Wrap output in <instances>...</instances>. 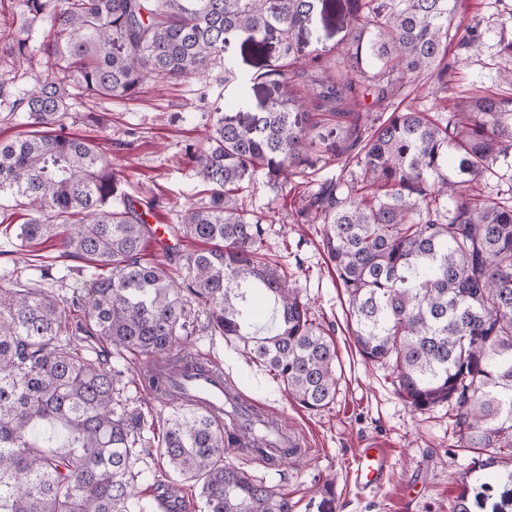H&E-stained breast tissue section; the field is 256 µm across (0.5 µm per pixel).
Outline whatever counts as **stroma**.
Returning <instances> with one entry per match:
<instances>
[{"instance_id": "35a3bbf8", "label": "stroma", "mask_w": 512, "mask_h": 512, "mask_svg": "<svg viewBox=\"0 0 512 512\" xmlns=\"http://www.w3.org/2000/svg\"><path fill=\"white\" fill-rule=\"evenodd\" d=\"M506 3L512 5V0H461L458 17L462 25L476 23L484 32L480 54L450 48L447 62L454 77L448 89H441L433 75L425 74L388 99L389 108L433 113L452 108L462 91L512 93V86L501 78L503 70L512 66V59L499 55L497 45L500 36L512 37L511 28L503 31L497 24ZM346 38L347 30L341 24L328 26L315 20L302 53L309 57L319 54L339 64ZM224 57L238 72L251 76L288 65L277 45L253 53L244 49L237 37L225 45ZM234 102L240 103L242 111H258L265 103V91L258 86L249 88L246 100H239L237 84L225 81L223 66L216 65L183 81L150 80L134 100H78L74 112L81 116L96 112L103 122L90 126L80 119L70 129L111 154L132 197L158 196V213L172 225L181 210L207 199L191 171L187 147L208 134L214 113ZM355 169L352 163L343 168L320 160L292 176L286 187L276 189L258 178L244 184L239 193L244 207L261 217L266 228L264 253L287 271L290 283L309 303L313 319L336 344L339 393L335 404L317 413L300 407L236 343L207 330L204 313L191 315L186 342L196 357L223 368L225 380L262 414L303 441L306 452L298 463L267 464L236 448L226 451L236 465L287 494L295 512H317L318 489L327 481L335 486L336 512H450L463 487L480 488L479 481L467 475L474 451L458 447L447 408L413 411L396 390L391 364L362 358L349 329L347 297L323 253V227L297 222L294 217L304 189ZM0 266L15 269L17 287L43 285L28 254L19 252L14 235L1 232ZM83 343L105 351L111 364L127 369L132 381L123 395L133 405L154 419L168 417L171 404L153 397L134 381L144 368V356L114 350L95 336L84 337ZM371 445L388 450L390 469L384 487L366 493L356 487L350 472L358 450ZM135 469L139 473L138 499L145 512H203L198 487L172 473L158 450L143 455Z\"/></svg>"}]
</instances>
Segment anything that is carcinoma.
<instances>
[{"mask_svg": "<svg viewBox=\"0 0 512 512\" xmlns=\"http://www.w3.org/2000/svg\"><path fill=\"white\" fill-rule=\"evenodd\" d=\"M20 18L7 52H40L46 77L0 106L25 114L27 136L0 142V197L25 200L30 217L13 229L37 244L35 269L56 280L61 257L90 264L65 299L53 288L0 286V512H138L134 465L155 424L121 398L125 370L80 344L99 336L175 366L191 306L208 327L241 345L288 396L317 411L336 402L338 356L298 288L261 257L265 228L240 203L242 183L261 175L282 187L310 163L317 142L330 159L361 170L310 186L296 216L323 224L322 245L348 300L360 355L390 362L397 389L416 412L448 406L461 447L492 455L472 469L512 480V196L480 198L475 186L512 157V95L458 96L453 111L392 112L382 120L344 112L361 90L383 103L434 71L459 33L458 0H16ZM343 17L344 69L320 55L315 88L296 90L288 72L264 73L258 112H217L209 134L189 148L207 201L180 216L173 233L200 249L165 252L168 266L144 260L152 235L145 215L159 199H134L94 142L66 133L73 91L132 98L152 76L180 80L223 58L230 37L258 50L275 42L288 64L316 16ZM459 46H483L477 27ZM336 111V127L315 132L313 109ZM263 292L272 325L256 324L250 298ZM61 428L66 451L37 439ZM251 444L269 440L261 419L240 429ZM226 432L205 411L174 404L163 420L161 455L200 489L205 512H294L288 496L225 459ZM318 512H336L332 484Z\"/></svg>", "mask_w": 512, "mask_h": 512, "instance_id": "cac0c4a2", "label": "carcinoma"}]
</instances>
